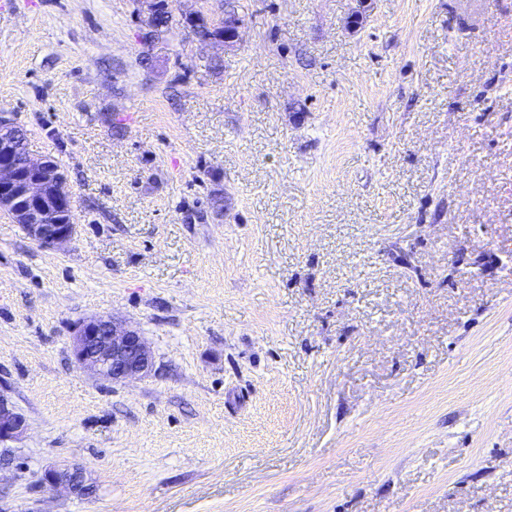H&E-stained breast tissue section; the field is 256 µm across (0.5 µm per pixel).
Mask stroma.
Listing matches in <instances>:
<instances>
[{"instance_id":"1","label":"stroma","mask_w":512,"mask_h":512,"mask_svg":"<svg viewBox=\"0 0 512 512\" xmlns=\"http://www.w3.org/2000/svg\"><path fill=\"white\" fill-rule=\"evenodd\" d=\"M239 2L228 49L0 0V111L77 224L0 215V506L512 512V0ZM94 316L148 376L77 367ZM61 461L92 496L40 486ZM71 348L80 369L112 383L142 378L154 367L139 332L113 317L82 321L74 330ZM26 429V418L0 392V445L19 439Z\"/></svg>"}]
</instances>
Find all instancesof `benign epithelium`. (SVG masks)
Returning <instances> with one entry per match:
<instances>
[{"label": "benign epithelium", "mask_w": 512, "mask_h": 512, "mask_svg": "<svg viewBox=\"0 0 512 512\" xmlns=\"http://www.w3.org/2000/svg\"><path fill=\"white\" fill-rule=\"evenodd\" d=\"M158 0H139L138 17L146 30L156 22ZM241 23L224 14V45L240 41ZM16 126L8 112L0 113V214L25 226L28 235L40 246L59 245L73 239L76 224L61 222L57 215L72 216L71 193L60 169L25 155L15 161V140L10 130ZM71 348L77 366L113 383L148 375L154 359L139 332L111 317L82 321L74 330ZM27 429L26 418L0 393V444L19 439ZM40 483L62 487L70 494L92 488L83 468L64 463L44 471Z\"/></svg>", "instance_id": "7a95c632"}]
</instances>
